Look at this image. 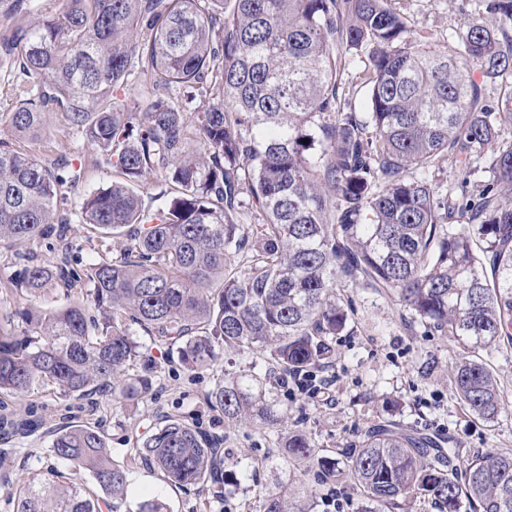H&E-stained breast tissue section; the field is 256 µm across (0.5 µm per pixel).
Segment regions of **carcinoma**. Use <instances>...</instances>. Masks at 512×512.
<instances>
[{"label":"carcinoma","mask_w":512,"mask_h":512,"mask_svg":"<svg viewBox=\"0 0 512 512\" xmlns=\"http://www.w3.org/2000/svg\"><path fill=\"white\" fill-rule=\"evenodd\" d=\"M224 2L60 0L33 21V0H0L16 19L0 32V78L15 96L0 113L14 132L0 140V243L19 247L4 291L89 287L86 304L29 306L21 330L0 327V395L42 383L93 406L153 396L148 370L115 381L141 357L135 327L190 372L223 349L261 354L264 368L217 381L206 403L229 424L277 428L288 410L267 391L328 364L354 313L337 290L351 285L397 296L414 322L454 337V392L495 421L500 388L479 351L512 345V140L501 139L512 91L491 104L468 73L512 82V0H483L451 55L415 41L395 0H233L228 12ZM344 59L367 87L363 114L338 96ZM136 68L149 84L119 105L114 89ZM49 112L121 174L81 205L100 245L123 237L110 259L54 265L22 251L51 238L70 248L61 203L82 168L22 143ZM446 164L488 179L461 199L435 179ZM149 179L177 195L143 208L136 186ZM41 426L38 406L17 419L0 400V441ZM223 444L165 415L134 440L130 464L198 489L227 482ZM48 451L92 473L100 492L35 474L16 512H120L128 469L99 424L54 430ZM281 458L319 486L347 483L363 512L414 498L437 512H512V449L471 460L459 480L451 448L394 420L329 453L296 427ZM259 508L306 512L288 492Z\"/></svg>","instance_id":"carcinoma-1"}]
</instances>
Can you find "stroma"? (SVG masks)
I'll return each instance as SVG.
<instances>
[{
    "label": "stroma",
    "mask_w": 512,
    "mask_h": 512,
    "mask_svg": "<svg viewBox=\"0 0 512 512\" xmlns=\"http://www.w3.org/2000/svg\"><path fill=\"white\" fill-rule=\"evenodd\" d=\"M396 6L417 41L446 52L452 51L459 28L478 11L477 0H396ZM26 146L37 157L63 156L83 168V182L69 197L71 213L79 212L87 193L111 184L116 176L113 166L96 165V148L56 113L47 115L44 132L27 140ZM345 293L352 300L355 322L335 339L328 389L311 394L288 384L272 391L277 406L287 409L289 424L306 427L317 447L344 448L357 444L378 418L392 413L404 424L449 440L457 451L460 474L473 457L512 449V347L496 345L480 352L498 378L502 404L496 421L478 420L462 406L450 381L460 353L452 337L417 323L406 325L393 295L352 287ZM144 355L155 364L157 385L153 397L138 403H114L95 416L86 400L63 398L42 386L15 400L20 414L28 405L42 406L44 425L36 434L16 440L0 463V512H14L15 494L33 472L56 466L47 451L52 431L68 421L92 420L101 423L114 462L130 468L124 512H138L140 504L150 499L165 505L167 512H244L258 507L260 497L278 493L287 482L311 492L312 512H361L362 501L348 486L318 487L310 477L288 470L277 456L272 432L263 424L232 427L222 413L207 406L205 396L215 382L246 373L251 354L221 352L213 368L196 373L181 367L176 351L151 345ZM164 415L181 416L223 436L231 459L262 460L265 468L254 474L236 472L217 502L212 492L185 491L165 483L157 473L131 465L132 436L150 433Z\"/></svg>",
    "instance_id": "35a3bbf8"
}]
</instances>
